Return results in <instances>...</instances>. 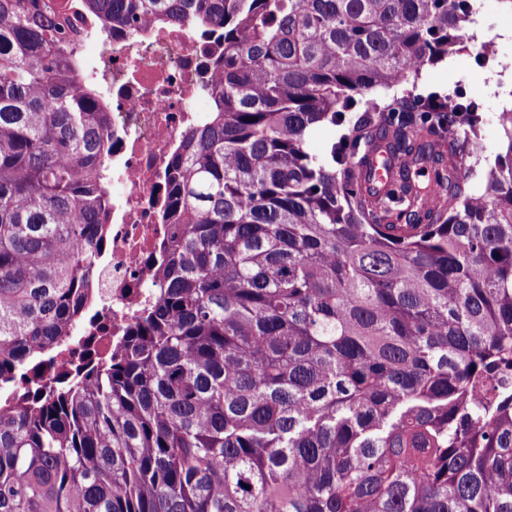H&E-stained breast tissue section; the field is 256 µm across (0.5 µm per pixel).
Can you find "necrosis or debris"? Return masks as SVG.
I'll return each mask as SVG.
<instances>
[{
    "label": "necrosis or debris",
    "instance_id": "obj_1",
    "mask_svg": "<svg viewBox=\"0 0 512 512\" xmlns=\"http://www.w3.org/2000/svg\"><path fill=\"white\" fill-rule=\"evenodd\" d=\"M85 39L73 46L81 88L95 91L111 114L112 230L98 259L89 315L54 358L44 385L68 375L89 354L107 356L153 298L152 272L167 238L162 221L165 175L200 108L223 51L208 26L111 27L82 0H57Z\"/></svg>",
    "mask_w": 512,
    "mask_h": 512
}]
</instances>
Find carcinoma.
Listing matches in <instances>:
<instances>
[{
    "mask_svg": "<svg viewBox=\"0 0 512 512\" xmlns=\"http://www.w3.org/2000/svg\"><path fill=\"white\" fill-rule=\"evenodd\" d=\"M224 30L168 169L154 300L85 378L0 400V512H512V112L477 194L432 141L479 106L314 125L465 38L471 0H83ZM51 0H0V380L74 334L110 230L108 113ZM392 189L359 186L375 139ZM430 163L412 193L401 170ZM313 132V135L309 136L307 140L308 149L311 154L324 160L327 158L331 143L338 139L341 129L338 126L324 124L317 126Z\"/></svg>",
    "mask_w": 512,
    "mask_h": 512,
    "instance_id": "1",
    "label": "carcinoma"
}]
</instances>
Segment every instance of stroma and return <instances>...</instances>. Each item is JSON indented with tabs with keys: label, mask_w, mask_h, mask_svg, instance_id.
<instances>
[{
	"label": "stroma",
	"mask_w": 512,
	"mask_h": 512,
	"mask_svg": "<svg viewBox=\"0 0 512 512\" xmlns=\"http://www.w3.org/2000/svg\"><path fill=\"white\" fill-rule=\"evenodd\" d=\"M479 4L466 47L424 68L415 84L377 87L357 95L347 114L352 124L363 115L368 103L386 105L406 95L444 100L453 93L476 102L483 116L479 136L484 151L479 157L459 161L461 176L476 192L482 189L485 172L502 150L498 114L512 108V40L502 38L503 31L512 29V13L504 11L498 0H479Z\"/></svg>",
	"instance_id": "stroma-1"
}]
</instances>
